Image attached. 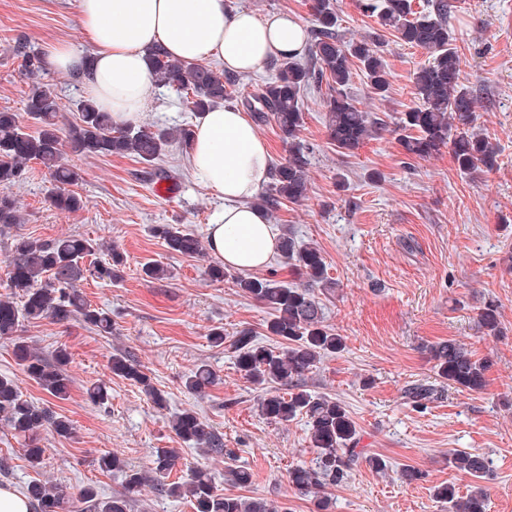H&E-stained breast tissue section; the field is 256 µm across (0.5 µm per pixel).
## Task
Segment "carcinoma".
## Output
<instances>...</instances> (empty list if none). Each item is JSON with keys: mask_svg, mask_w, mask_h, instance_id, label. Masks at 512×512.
<instances>
[{"mask_svg": "<svg viewBox=\"0 0 512 512\" xmlns=\"http://www.w3.org/2000/svg\"><path fill=\"white\" fill-rule=\"evenodd\" d=\"M364 12L378 18L380 25L394 31L404 44L419 48L429 56L428 64L414 74V88L421 104L402 114L404 134L398 139L402 153L409 158H426L444 146L449 147L461 173L474 179L494 170L498 150L490 137L476 128L478 101L461 80L460 59L454 37L448 28V14L456 8L454 0H427L426 7L414 9V0H362ZM316 26L311 30V52L319 69L296 61L283 62L275 80L248 103L257 121L273 120L283 141L288 143V159L272 168L269 192L260 197L266 209L285 198L298 203L307 195V147L298 141L303 123L301 93L322 79L328 81L331 94L325 100L329 137L340 150L352 152L383 130L382 123L359 109L346 91L354 63L367 75L374 94L383 96L390 86L389 73L377 45L367 40L342 44L338 34V15L334 0H315ZM15 54L21 59V72L33 81L26 112L37 124L33 134L25 132L17 113L0 111V230L24 223L12 188L26 179L27 164L34 161L45 167L55 188L51 203L61 212L83 209V199L66 191L65 186L78 180L75 168L65 161L66 152L85 157L127 154L150 165L160 158L169 144L180 140L190 143L193 131L185 123L177 128L151 129L131 123L116 125L108 112L100 110L90 98L75 103L79 122L62 132L58 124L61 105L58 98L37 81L44 62L37 52L18 43ZM155 84L177 92L189 111L200 115L211 107L233 99L235 81L224 73L202 64H189L170 55L157 45L147 54ZM459 132L449 137L452 128ZM156 233L166 247L178 254L198 256L204 253L202 241L193 233L162 226ZM279 250L285 259L295 262L307 278V284L287 287L273 279L238 278L237 286L267 305L273 318L267 325L269 334L287 342L276 352L256 343L252 332L242 330L233 341L236 365L251 381L263 385L269 381L290 386L283 396L267 394L259 407L266 417L287 423L300 415L310 426L311 447L317 450L315 467L295 468L289 482L301 493L325 484L339 485L360 462L376 472L389 469V462L378 454L359 447V431L346 407L338 400L313 395L299 381L316 367L320 358L344 349L343 338L323 324L322 308L313 286L328 287L329 280L321 254L313 246L300 248L293 236H281ZM98 252L106 259L83 264L87 256ZM10 293L0 298V340L13 345L17 364L52 398L63 400L69 392L66 367L71 354L59 347L46 357L40 355L19 336L25 322L52 319L63 323L79 316L100 331L112 333L111 313L88 305L79 291L78 282L87 278L122 279L125 260L114 246L80 236H65L51 241L13 235L10 252ZM480 327L490 336L500 333L497 306L486 304L479 309ZM436 376L461 390L479 391L486 382L487 365L453 339L441 340L427 347ZM113 374L130 380L144 389L152 402L162 407L164 395L155 389L141 366L130 357L114 354L110 359ZM214 383L211 371L198 366L186 376L184 387L191 395L202 396ZM436 386L417 384L408 389L409 399L417 406L436 396ZM0 419L18 436L27 440L28 461L41 464L44 449L37 440L44 427L60 437H67L73 427L69 419L57 416L22 398L13 381L0 378ZM172 426L185 441L203 446L209 452L224 454V438L206 425L192 411L176 415ZM449 464L476 480L469 492L461 496L450 484L435 488L436 498L450 504L452 512H486V500L479 480L488 472L487 459L475 453L453 454ZM143 477L130 474L126 493L108 501H98L91 487L80 491L86 512H129L131 494L141 486ZM157 491L169 496H190L195 512H279L274 502L214 493L206 473L198 471L190 478L159 485ZM35 512H64L68 504L62 487L32 483L26 488Z\"/></svg>", "mask_w": 512, "mask_h": 512, "instance_id": "obj_1", "label": "carcinoma"}]
</instances>
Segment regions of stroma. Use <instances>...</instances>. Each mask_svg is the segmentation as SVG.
I'll return each mask as SVG.
<instances>
[{"instance_id":"obj_1","label":"stroma","mask_w":512,"mask_h":512,"mask_svg":"<svg viewBox=\"0 0 512 512\" xmlns=\"http://www.w3.org/2000/svg\"><path fill=\"white\" fill-rule=\"evenodd\" d=\"M456 5L448 26L464 82L478 100L475 123L499 149L497 170L474 181L460 173L448 149L424 159L403 154L399 119L418 104L413 77L428 56L382 28L358 0H338L342 41L375 37L390 73L383 98L360 69H353L349 85L357 107L382 119L384 129L358 150L338 152L326 128L329 88L308 86L299 132L308 149L307 197L300 203L281 200L268 213L279 233L320 251L333 286L315 295L326 324L346 344L343 352L322 358L303 385L346 406L361 447L387 459L388 471L379 474L362 463L348 483L307 494L289 484L292 469L313 465L308 423L302 417L282 424L263 416L257 401L277 385L256 388L236 367L232 347L236 333L248 329L258 342L284 350L285 341L266 330L270 309L232 278L211 279V253L170 252L154 231L167 224L206 237L220 205L193 178L187 147L175 142L150 165L130 155L71 157L80 175L71 190L85 203L74 213L52 206L51 178L38 163H30L27 179L13 187L25 217L18 233L42 240L72 234L103 240L126 264L119 283L89 279L78 286L91 307L111 312V333L79 319H44L22 328L34 351L47 356L62 346L70 352L66 399L50 398L16 364L10 342L0 340V376L73 425L66 438L41 432L43 461L34 466L22 440L0 421V460L9 467L0 486L22 491L34 482L58 484L72 512H83L79 492L85 486H94L104 500L125 493L124 472L100 466L102 456L113 453L145 478L131 512H194L191 499L161 497L154 489L153 460L163 448L175 456L169 481L203 469L216 493L266 498L281 512H316L320 497L327 499L328 512H448L435 498V486L449 483L464 494L474 483L449 463L461 450L489 462L482 481L486 512H512V0ZM20 39L39 53L62 41L81 46L85 39L68 0H0V110L17 113L31 132L35 124L25 111L31 82L14 51ZM40 82L61 102L59 125L69 128L78 118L75 103L85 95L83 77L47 70ZM138 122L172 127L197 119L177 93L158 86ZM162 179L172 184V194L156 192ZM146 263L167 268L168 279L144 280ZM489 302L499 307L496 337L477 323L479 308ZM215 327L224 330L223 345L209 340ZM447 339L487 362L483 390L437 383L426 347ZM119 351L132 356L163 392L165 407L111 372L109 360ZM201 364L213 371L215 382L200 398L188 394L182 380ZM419 383L439 386L437 398L421 407L406 396ZM96 385L105 386L106 403L91 400L88 391ZM186 410L223 435L225 455L189 445L175 433L171 419ZM406 466L420 470L421 479H402ZM233 467L250 472L247 488L225 480Z\"/></svg>"}]
</instances>
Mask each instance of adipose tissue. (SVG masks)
Here are the masks:
<instances>
[{
	"mask_svg": "<svg viewBox=\"0 0 512 512\" xmlns=\"http://www.w3.org/2000/svg\"><path fill=\"white\" fill-rule=\"evenodd\" d=\"M87 47H48L45 65L85 78L89 98L119 123L136 120L153 86L149 47L159 44L187 63L215 59L226 71L249 73L274 59L301 55L305 26L293 15L226 11L224 0H76ZM191 172L221 206L207 226L211 255L238 271L264 268L279 235L253 197L266 185L270 152L247 114L220 104L195 126Z\"/></svg>",
	"mask_w": 512,
	"mask_h": 512,
	"instance_id": "obj_1",
	"label": "adipose tissue"
}]
</instances>
